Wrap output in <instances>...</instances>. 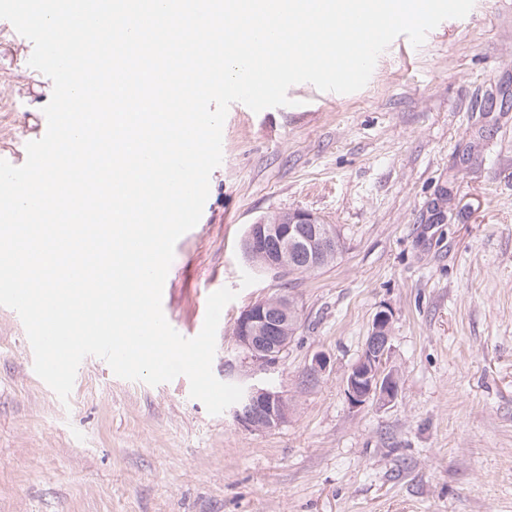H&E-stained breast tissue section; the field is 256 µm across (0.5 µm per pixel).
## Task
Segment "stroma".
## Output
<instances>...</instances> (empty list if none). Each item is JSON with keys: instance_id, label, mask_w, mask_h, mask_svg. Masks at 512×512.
<instances>
[{"instance_id": "obj_1", "label": "stroma", "mask_w": 512, "mask_h": 512, "mask_svg": "<svg viewBox=\"0 0 512 512\" xmlns=\"http://www.w3.org/2000/svg\"><path fill=\"white\" fill-rule=\"evenodd\" d=\"M32 52L0 19V156L47 123L52 81L26 69ZM288 97L230 106L165 297L191 332L209 294L236 291L212 371L282 392L287 422L248 431L186 377L151 386L96 362L61 401L0 308V512H512V0H475L417 48L395 38L357 92L300 83ZM294 209L334 225L341 254L307 274L255 269L246 228ZM280 294L294 334L251 372L235 322ZM384 307L397 395L354 408L344 380Z\"/></svg>"}]
</instances>
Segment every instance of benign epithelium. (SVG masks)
Here are the masks:
<instances>
[{"label": "benign epithelium", "mask_w": 512, "mask_h": 512, "mask_svg": "<svg viewBox=\"0 0 512 512\" xmlns=\"http://www.w3.org/2000/svg\"><path fill=\"white\" fill-rule=\"evenodd\" d=\"M336 230L315 213L295 209L260 219L245 234L247 255L261 260L266 270L283 272L297 255L305 266L317 267L336 252ZM296 310L284 296L261 300L244 309L236 320L233 336L244 362L254 371L274 366L287 350L296 324ZM392 313L384 308L375 315L368 340L345 381V395L354 407L370 401L390 402L397 394L395 375L387 368L391 351ZM243 396L233 408L239 426L251 431L272 430L288 420V401L274 389L241 383Z\"/></svg>", "instance_id": "benign-epithelium-1"}]
</instances>
